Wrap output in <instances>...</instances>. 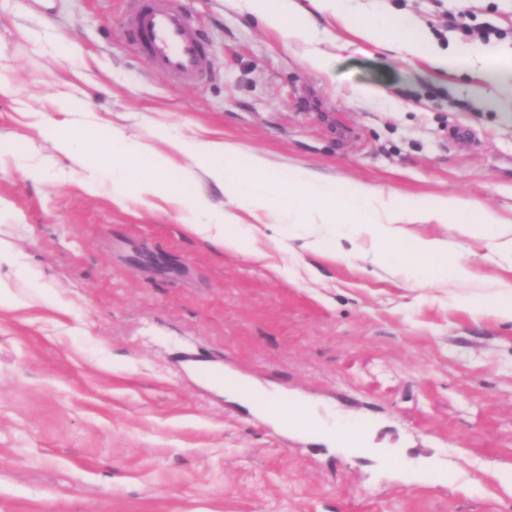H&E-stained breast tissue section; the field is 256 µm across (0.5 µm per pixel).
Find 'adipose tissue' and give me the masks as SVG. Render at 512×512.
I'll use <instances>...</instances> for the list:
<instances>
[{
  "label": "adipose tissue",
  "mask_w": 512,
  "mask_h": 512,
  "mask_svg": "<svg viewBox=\"0 0 512 512\" xmlns=\"http://www.w3.org/2000/svg\"><path fill=\"white\" fill-rule=\"evenodd\" d=\"M315 2L320 12L335 15L366 43L404 51L437 66L447 63L424 29L405 15L358 14L350 10L348 0ZM246 9L266 28L301 39L313 28L296 0H246ZM88 108L84 99L58 98L53 115L39 120L43 137L75 165L111 181L114 200H123L129 185L141 203L163 199L190 234L216 248L251 253L256 236L275 227L311 251L327 248L338 253L344 243L357 247L367 241L373 263L397 267L417 281L462 287L474 276L470 266L455 256L452 245L439 238H414L407 230L411 224H453L461 235L479 241L489 252L512 258V225L492 212L477 210L462 196L404 199L358 181L329 180L306 169L283 174L263 155H241L235 144L208 131L185 137L160 124L156 127L160 145L155 148L116 124L102 141L94 132H76L67 120L68 114ZM196 181L233 196L235 210L218 209L203 192H188L186 183ZM463 301L472 312L512 322V283L469 294ZM197 371L213 388L246 404L260 403L289 428L313 436L328 432L303 404L266 397L213 367L201 365Z\"/></svg>",
  "instance_id": "adipose-tissue-1"
}]
</instances>
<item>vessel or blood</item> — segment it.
<instances>
[{
	"label": "vessel or blood",
	"instance_id": "obj_1",
	"mask_svg": "<svg viewBox=\"0 0 512 512\" xmlns=\"http://www.w3.org/2000/svg\"><path fill=\"white\" fill-rule=\"evenodd\" d=\"M128 2L123 29L137 52L170 81L204 83L211 72V61L190 15L175 0Z\"/></svg>",
	"mask_w": 512,
	"mask_h": 512
}]
</instances>
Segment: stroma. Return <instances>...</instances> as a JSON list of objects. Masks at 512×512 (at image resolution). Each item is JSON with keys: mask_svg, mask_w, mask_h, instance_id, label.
Masks as SVG:
<instances>
[{"mask_svg": "<svg viewBox=\"0 0 512 512\" xmlns=\"http://www.w3.org/2000/svg\"><path fill=\"white\" fill-rule=\"evenodd\" d=\"M180 3L212 60L199 87L174 86L128 44L127 0H0V81L12 88L0 138L23 147L0 154V242L44 282L15 281L21 307L0 308V512H512L498 479L512 467V322L357 250L307 252L274 234L249 255L215 248L165 204L89 192L33 118L71 94L91 108L73 124L101 139L115 120L152 147L158 121L214 129L282 172L460 195L512 224V94L489 107L471 63L433 69L330 18L290 42L245 0ZM353 7L409 16L445 54L496 27L494 60L512 65V0ZM313 49L329 73L304 65ZM307 89L321 108H304ZM408 230L451 242L477 281H512L511 258L453 225ZM191 361L303 398L327 425L363 422L371 445L344 453L285 433L191 376ZM387 455L402 468L384 467Z\"/></svg>", "mask_w": 512, "mask_h": 512, "instance_id": "obj_1", "label": "stroma"}]
</instances>
